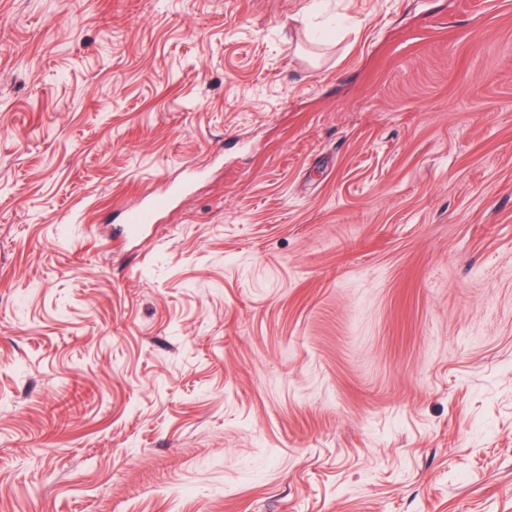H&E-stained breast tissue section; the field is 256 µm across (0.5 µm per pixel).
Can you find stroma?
<instances>
[{"label":"stroma","mask_w":512,"mask_h":512,"mask_svg":"<svg viewBox=\"0 0 512 512\" xmlns=\"http://www.w3.org/2000/svg\"><path fill=\"white\" fill-rule=\"evenodd\" d=\"M0 512H512V0H0ZM174 191L175 187L169 185L163 194L158 195L147 203L141 204L130 212L127 218L128 229L135 230L143 224L154 223L158 210L167 203Z\"/></svg>","instance_id":"obj_1"}]
</instances>
